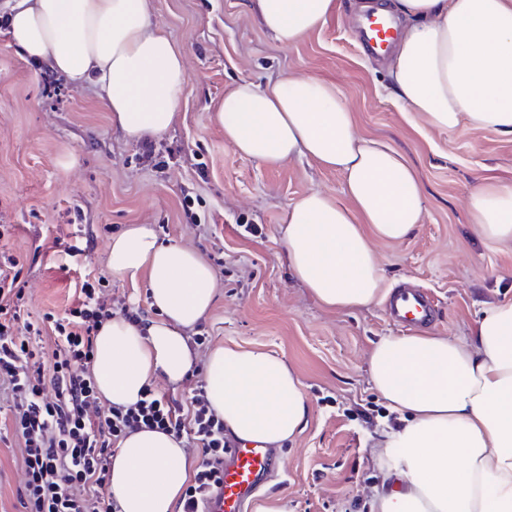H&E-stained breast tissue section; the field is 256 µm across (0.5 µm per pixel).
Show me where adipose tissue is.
<instances>
[{
	"instance_id": "obj_1",
	"label": "adipose tissue",
	"mask_w": 512,
	"mask_h": 512,
	"mask_svg": "<svg viewBox=\"0 0 512 512\" xmlns=\"http://www.w3.org/2000/svg\"><path fill=\"white\" fill-rule=\"evenodd\" d=\"M333 0H253L264 29L288 47L320 26ZM5 34L23 57L74 85H94L113 126L138 140L168 130L188 82L182 48L149 15V0H7ZM402 20L392 60L396 99L423 127L512 134V0H386ZM224 137L274 166L295 157L339 173L344 199L313 191L288 208L279 233L296 279L327 309L373 304L387 291L370 240L398 242L424 214V189L406 157L364 138L336 88L288 77L239 83L216 109ZM474 233L512 241V183H484L466 200ZM108 270L146 276L159 320L116 317L97 334L94 371L108 404L129 406L156 377L193 368L186 336L217 294L196 251L163 245L134 224L113 235ZM371 382L405 418L379 452L390 480L374 512H512V304L484 309L470 338L387 336L373 347ZM207 396L236 440L275 448L301 430L307 403L284 359L238 345L208 351ZM459 454L461 467L448 463ZM196 460L156 430L129 434L112 458L119 512H175Z\"/></svg>"
}]
</instances>
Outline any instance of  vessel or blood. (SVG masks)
Segmentation results:
<instances>
[{"label": "vessel or blood", "mask_w": 512, "mask_h": 512, "mask_svg": "<svg viewBox=\"0 0 512 512\" xmlns=\"http://www.w3.org/2000/svg\"><path fill=\"white\" fill-rule=\"evenodd\" d=\"M358 40L364 51L380 56L394 43L396 29L391 19L365 14L357 24ZM389 318L401 325L424 327L436 322L437 314L419 290L403 288L388 303ZM275 470V456L270 448L237 442L224 463L221 483L208 497L204 512H246L250 500Z\"/></svg>", "instance_id": "obj_1"}]
</instances>
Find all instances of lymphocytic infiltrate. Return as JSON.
<instances>
[{"label": "lymphocytic infiltrate", "instance_id": "obj_1", "mask_svg": "<svg viewBox=\"0 0 512 512\" xmlns=\"http://www.w3.org/2000/svg\"><path fill=\"white\" fill-rule=\"evenodd\" d=\"M20 256L0 253V386L13 413L26 480L17 491L22 512H115L109 484L112 456L120 443L143 428H155L201 450V460L182 492L178 512L198 505L221 480L229 446L224 421L207 397L201 371L185 379V400L146 388L133 405L102 407L93 356L101 325L113 316L142 324L146 313L102 296V278L82 277L78 300L63 314L22 316ZM55 338L44 349V335Z\"/></svg>", "mask_w": 512, "mask_h": 512}]
</instances>
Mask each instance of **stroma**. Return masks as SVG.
I'll return each instance as SVG.
<instances>
[{"instance_id": "1", "label": "stroma", "mask_w": 512, "mask_h": 512, "mask_svg": "<svg viewBox=\"0 0 512 512\" xmlns=\"http://www.w3.org/2000/svg\"><path fill=\"white\" fill-rule=\"evenodd\" d=\"M361 0H335L325 22L289 47L276 43L250 0H150L153 22L183 48L188 84L176 124L129 141L92 87L78 88L19 56L0 36V250L23 257L32 315L76 302L74 283L104 278L105 298L150 307L146 278L111 277L114 234L131 224L162 244L198 252L216 274L218 298L203 324L213 345L237 344L283 358L303 384L308 410L297 437L277 449L281 472L249 512H373L386 479L378 460L397 414L373 389L374 344L403 328L385 301L324 308L287 267L278 229L288 207L317 190L342 197L343 180L308 158L268 167L225 140L216 107L243 80L266 86L306 77L340 92L358 133L391 145L414 168L426 212L399 242L373 240L390 288H423L434 302V336L468 335L487 306L512 303V244L477 238L465 210L480 183L512 182V135L464 128L422 131L396 102L389 66L353 43ZM154 143L162 165L147 161ZM192 196L184 205V196ZM261 225L245 234L243 225ZM88 241L68 256L65 246ZM20 442L0 443V512H19Z\"/></svg>"}]
</instances>
